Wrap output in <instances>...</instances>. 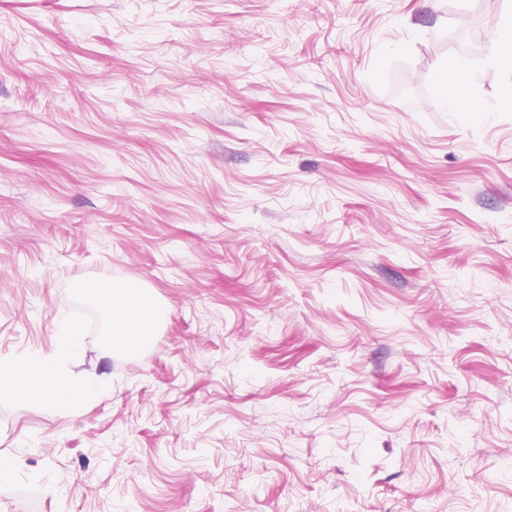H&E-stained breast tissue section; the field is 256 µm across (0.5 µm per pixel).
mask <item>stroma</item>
<instances>
[{
	"label": "stroma",
	"instance_id": "1",
	"mask_svg": "<svg viewBox=\"0 0 512 512\" xmlns=\"http://www.w3.org/2000/svg\"><path fill=\"white\" fill-rule=\"evenodd\" d=\"M512 0H0V512H512ZM476 71L448 111L445 67ZM79 280L167 314L106 344ZM495 40L498 43V51L493 53L490 60L506 72L507 79L503 85V95L506 100L512 102V20L495 31ZM504 46L509 48L507 54L499 52ZM56 329V345L51 355L30 353L18 359H0L1 396L36 397L76 411L110 393V384L104 378L72 377L69 365L82 354L81 334L66 318L58 320ZM32 379L39 381V388L31 385Z\"/></svg>",
	"mask_w": 512,
	"mask_h": 512
}]
</instances>
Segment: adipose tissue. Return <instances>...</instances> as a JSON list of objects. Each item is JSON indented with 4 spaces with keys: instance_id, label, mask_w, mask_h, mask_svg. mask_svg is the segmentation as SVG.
<instances>
[{
    "instance_id": "1",
    "label": "adipose tissue",
    "mask_w": 512,
    "mask_h": 512,
    "mask_svg": "<svg viewBox=\"0 0 512 512\" xmlns=\"http://www.w3.org/2000/svg\"><path fill=\"white\" fill-rule=\"evenodd\" d=\"M79 289L93 292L107 323L110 346L135 347L151 336L157 311L134 288L103 290L89 281ZM56 345L52 354L31 353L18 359H0V394L35 397L58 404L68 411L101 399L111 391L103 378L72 377L69 366L82 354L78 327L68 319L56 324Z\"/></svg>"
}]
</instances>
